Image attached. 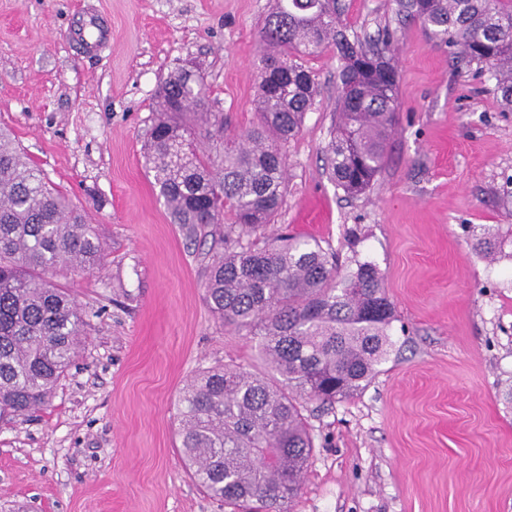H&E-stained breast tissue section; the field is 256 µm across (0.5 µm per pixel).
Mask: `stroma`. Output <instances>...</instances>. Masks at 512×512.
Masks as SVG:
<instances>
[{
    "label": "stroma",
    "mask_w": 512,
    "mask_h": 512,
    "mask_svg": "<svg viewBox=\"0 0 512 512\" xmlns=\"http://www.w3.org/2000/svg\"><path fill=\"white\" fill-rule=\"evenodd\" d=\"M85 0H0V128L90 217L99 273L59 277L92 311L50 402L0 422V512H234L185 470L177 403L224 362L268 372L258 340L205 301L207 246L170 221L143 153L160 84L195 63L225 134L254 127L273 0H92L112 25L94 54L67 29ZM351 32L394 34L398 124L373 186L330 180L340 62L304 57L318 94L285 146L279 235L368 261L395 307L393 347L360 393L304 400L314 450L289 512H512V241L482 256L474 228L512 225V112L390 0H340Z\"/></svg>",
    "instance_id": "stroma-1"
}]
</instances>
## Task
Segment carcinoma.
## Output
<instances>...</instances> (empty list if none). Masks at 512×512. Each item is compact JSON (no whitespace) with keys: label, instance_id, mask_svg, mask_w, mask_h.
Masks as SVG:
<instances>
[{"label":"carcinoma","instance_id":"cac0c4a2","mask_svg":"<svg viewBox=\"0 0 512 512\" xmlns=\"http://www.w3.org/2000/svg\"><path fill=\"white\" fill-rule=\"evenodd\" d=\"M395 4L397 15L419 22L457 63L488 73L512 110V0ZM341 15L336 0H274L261 28L268 49L254 100L261 122L225 137L220 159L195 143L197 132L223 126L207 108L203 77L182 66L159 88L145 147L172 223L191 240H211L210 310L230 330L259 337L272 368L270 375L233 363L207 368L178 400L186 467L205 492L243 512H287L314 448L300 399L331 406L352 397L391 346L395 309L375 266L358 262L345 271L318 244L282 239L257 248L249 240L283 202L282 144L317 95L312 71L294 58L332 45L343 62L326 150L336 186L361 194L386 165L399 93L393 35L349 36ZM500 237L485 228L477 246L493 256ZM105 262L104 243L81 210L0 132L1 421L46 405L87 339L89 316L56 277L96 273Z\"/></svg>","mask_w":512,"mask_h":512}]
</instances>
